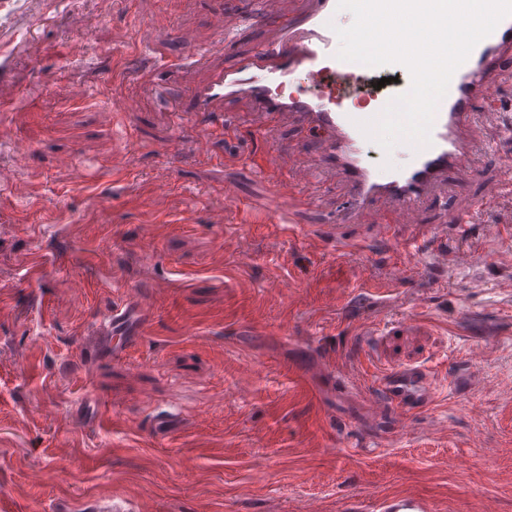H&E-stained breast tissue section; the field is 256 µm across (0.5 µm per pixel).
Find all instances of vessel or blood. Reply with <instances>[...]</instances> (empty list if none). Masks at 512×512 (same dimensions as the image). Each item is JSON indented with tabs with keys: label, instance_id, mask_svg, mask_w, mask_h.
Returning <instances> with one entry per match:
<instances>
[{
	"label": "vessel or blood",
	"instance_id": "1",
	"mask_svg": "<svg viewBox=\"0 0 512 512\" xmlns=\"http://www.w3.org/2000/svg\"><path fill=\"white\" fill-rule=\"evenodd\" d=\"M273 0L248 17V24L272 22L275 40L264 44L233 68L214 71L207 83L190 98L192 111L211 112L216 102L249 96L263 125L274 123L281 113L294 115L305 143L311 144L324 166L341 170L352 188L342 210V221H351L377 200L392 203L404 224L418 221L417 203L438 183L453 174L468 144L473 116L483 124L501 125L504 114L491 96L512 71V16L505 17L482 39L453 74L441 100L431 132L432 144L423 149L398 145L385 153L359 129L360 121L376 117L386 106L375 102L359 111L341 107L329 95V87L367 70L366 65L339 60L340 40L332 28L339 15L337 0H311L308 10L289 18L277 13ZM382 393L369 404L371 420L394 413L407 426L416 410L435 398L426 370L400 369L384 376ZM92 512H153L149 502L122 496L92 502ZM370 512H434L425 498H378Z\"/></svg>",
	"mask_w": 512,
	"mask_h": 512
}]
</instances>
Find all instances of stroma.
<instances>
[{
	"mask_svg": "<svg viewBox=\"0 0 512 512\" xmlns=\"http://www.w3.org/2000/svg\"><path fill=\"white\" fill-rule=\"evenodd\" d=\"M212 7L0 0V166L16 170L0 186V512L115 494L157 512H342L404 494L512 512V236L483 231L512 228V136L476 124L467 170L420 204L418 223L374 207L340 222L347 186L291 119L258 137L244 97L223 103L214 132L172 111L169 93L187 99L273 36L269 23L240 27L263 0H224L230 43ZM436 224L448 253L427 268L402 247ZM464 247L483 261L458 268ZM80 280L93 287L81 306ZM156 283L169 292L142 336L117 327L100 341L112 308ZM476 343L478 379L454 390ZM396 368L436 379L405 429L367 417ZM292 372L311 396L295 395ZM168 413L178 427L154 432ZM61 415L76 421L60 427Z\"/></svg>",
	"mask_w": 512,
	"mask_h": 512,
	"instance_id": "35a3bbf8",
	"label": "stroma"
}]
</instances>
